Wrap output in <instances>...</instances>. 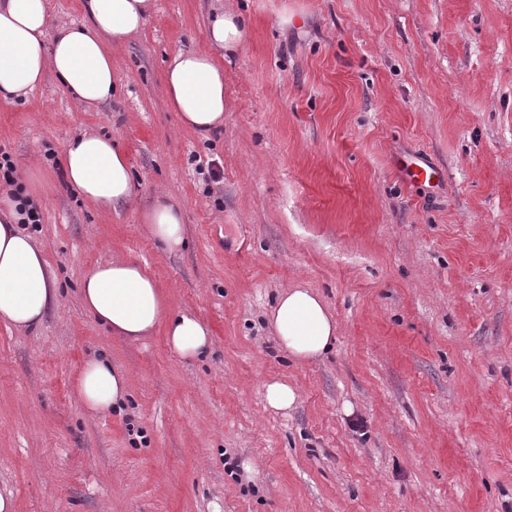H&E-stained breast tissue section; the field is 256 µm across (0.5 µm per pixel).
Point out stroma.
<instances>
[{
	"mask_svg": "<svg viewBox=\"0 0 512 512\" xmlns=\"http://www.w3.org/2000/svg\"><path fill=\"white\" fill-rule=\"evenodd\" d=\"M232 2L250 32L216 132L183 127L165 85L215 0H155L109 46L110 102L49 72L0 103L59 290L37 328L0 321V490L16 512H512V0ZM90 132L126 151L135 205L63 183ZM411 151L442 168L434 196L402 180ZM160 191L184 212L174 253L141 222ZM119 259L210 327L204 358L84 309L85 276ZM296 285L338 325L303 363L267 325ZM94 357L129 379L106 415L74 391ZM275 379L292 408L267 406ZM265 399L270 408L283 411L288 410L295 403L297 393L288 383L274 381L266 385Z\"/></svg>",
	"mask_w": 512,
	"mask_h": 512,
	"instance_id": "35a3bbf8",
	"label": "stroma"
}]
</instances>
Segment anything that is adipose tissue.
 Segmentation results:
<instances>
[{
    "mask_svg": "<svg viewBox=\"0 0 512 512\" xmlns=\"http://www.w3.org/2000/svg\"><path fill=\"white\" fill-rule=\"evenodd\" d=\"M88 22L66 28L47 40L46 0H0V101L34 89L46 70L79 103L96 105L112 97V58L108 41H119L146 23L151 0H80ZM247 38L241 15L216 10L209 24L208 46L175 53L166 72L167 94L182 124L206 133L223 126L229 96L224 71L214 53L235 52ZM69 182L92 203L111 208L135 196V180L123 150L110 137L85 134L63 153ZM19 200L0 197V320L18 329L43 321L58 293L43 251L19 227ZM142 220L168 252L185 243L183 212L166 194H159ZM81 299L112 335L137 340L164 325L169 346L181 357H204L211 332L196 316L166 315L158 285L142 265L115 261L96 266L81 286ZM270 326L280 346L295 360L323 356L336 339L337 324L315 292L303 287L284 291L272 308ZM128 391V378L107 359L93 358L82 366L77 383L85 408L111 412Z\"/></svg>",
    "mask_w": 512,
    "mask_h": 512,
    "instance_id": "ef3b65f1",
    "label": "adipose tissue"
}]
</instances>
